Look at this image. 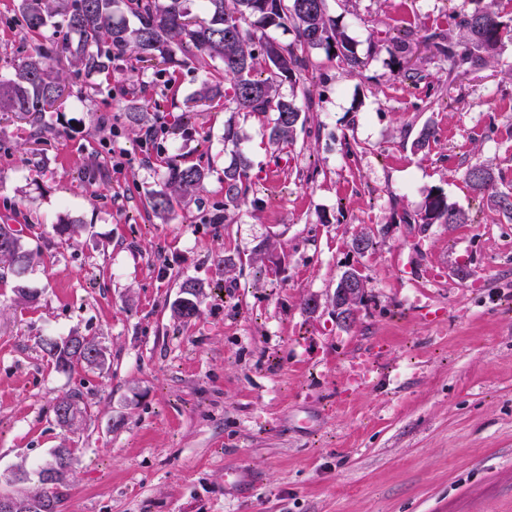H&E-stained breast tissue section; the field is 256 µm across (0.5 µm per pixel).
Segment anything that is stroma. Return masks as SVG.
I'll list each match as a JSON object with an SVG mask.
<instances>
[{
  "mask_svg": "<svg viewBox=\"0 0 512 512\" xmlns=\"http://www.w3.org/2000/svg\"><path fill=\"white\" fill-rule=\"evenodd\" d=\"M459 2L326 0L368 65L312 51L280 86L312 98L282 151L223 101L186 112L204 80L191 65L67 68L73 94L43 115L38 140L0 112V224L40 251L23 279L0 278V491H40L39 470L70 448L61 512H512V221L464 179L481 163L512 188V30L493 62L449 75L423 31L447 28ZM18 4L0 0V59L37 44L3 22ZM402 31L400 60L388 46ZM131 107L142 125L127 124ZM428 123L436 141L415 151ZM150 125L159 153L140 165ZM113 126L135 159L120 172L101 143ZM237 150L252 189L228 206ZM171 159L211 174L164 224L146 201ZM432 191L468 223H402ZM362 232L375 244L360 255ZM353 265L367 290L345 328L330 299ZM188 279L203 290L182 321L172 306ZM21 287L33 303H19ZM73 334L94 338L105 366L63 372L44 358L42 339ZM359 356L376 370L355 389ZM75 388L89 410L69 431L52 405ZM236 467L249 474L239 487Z\"/></svg>",
  "mask_w": 512,
  "mask_h": 512,
  "instance_id": "1",
  "label": "stroma"
}]
</instances>
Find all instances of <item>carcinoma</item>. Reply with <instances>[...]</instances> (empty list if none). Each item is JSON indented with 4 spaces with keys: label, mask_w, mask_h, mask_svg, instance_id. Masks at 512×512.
<instances>
[{
    "label": "carcinoma",
    "mask_w": 512,
    "mask_h": 512,
    "mask_svg": "<svg viewBox=\"0 0 512 512\" xmlns=\"http://www.w3.org/2000/svg\"><path fill=\"white\" fill-rule=\"evenodd\" d=\"M121 0H21L20 14L26 33L42 42L34 53L10 61L13 72L0 78V112L17 113L41 133L42 114L60 101L68 84L56 64L65 61L87 74L119 69L131 55L138 63H157L168 67L197 65L205 74L198 99L211 101L222 92L225 101L238 112L267 120L266 131L274 144L293 140L298 124L304 122L297 95L285 97L279 86L297 84V76L309 67V54L322 49L327 56L339 58L352 70L367 66V60L354 51L348 36L336 26L325 9V0H204L206 16H192L190 0H127L126 7L139 21L131 28L115 14ZM60 17L57 30L43 35L48 18ZM255 18L264 29L291 28L295 39L282 45L275 39L255 38L244 28ZM448 29L423 35L438 53L448 58L450 71H467L488 64L502 43L508 27L498 12L487 6L467 9L462 2L450 15ZM268 72L260 79L257 74ZM251 162L241 152L224 167V205L235 204L250 188ZM208 177L200 165L183 166L167 162L165 189L149 198L148 206L162 221ZM465 181L489 210L512 219V191L499 187L494 171L482 164H471ZM406 224L426 230L432 224H466L468 216L448 203L439 192L426 197L419 213L404 216ZM33 252L22 243L20 231L0 225V263L15 277L26 273ZM186 297L179 300L175 315L188 321L198 314L193 297L203 285L186 280L181 285ZM44 356L61 370L77 364L89 365L91 352L102 353L88 336L71 335L61 341H42ZM79 390L58 398L53 412L61 427L71 429L78 415L86 411ZM62 485L45 482L33 498L59 509L63 502Z\"/></svg>",
    "instance_id": "cac0c4a2"
}]
</instances>
